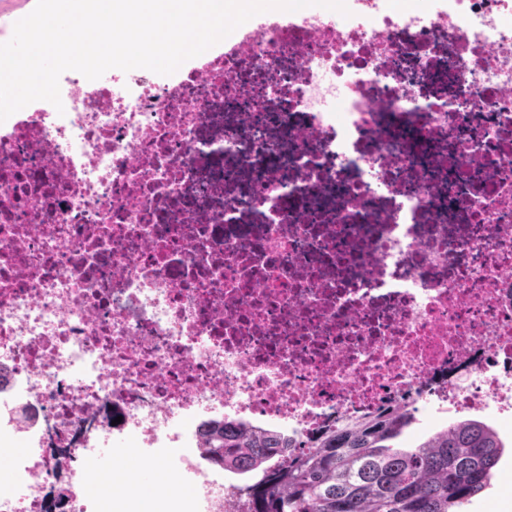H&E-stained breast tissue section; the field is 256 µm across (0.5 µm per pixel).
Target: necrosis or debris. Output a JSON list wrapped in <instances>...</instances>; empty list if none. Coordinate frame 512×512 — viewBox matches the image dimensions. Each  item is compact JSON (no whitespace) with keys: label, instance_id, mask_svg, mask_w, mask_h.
Returning <instances> with one entry per match:
<instances>
[{"label":"necrosis or debris","instance_id":"obj_1","mask_svg":"<svg viewBox=\"0 0 512 512\" xmlns=\"http://www.w3.org/2000/svg\"><path fill=\"white\" fill-rule=\"evenodd\" d=\"M346 4L0 123V512H137L153 448L160 505L240 512L213 422L512 426V0Z\"/></svg>","mask_w":512,"mask_h":512}]
</instances>
